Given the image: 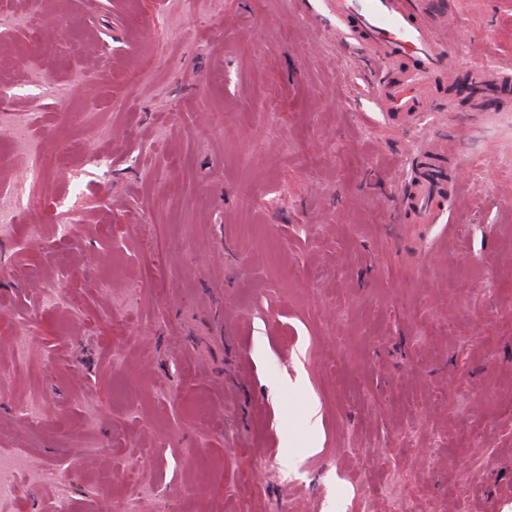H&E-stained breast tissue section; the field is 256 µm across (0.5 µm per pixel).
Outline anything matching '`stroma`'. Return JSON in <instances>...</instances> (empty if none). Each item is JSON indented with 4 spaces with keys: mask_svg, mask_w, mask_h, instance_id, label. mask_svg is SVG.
I'll return each mask as SVG.
<instances>
[{
    "mask_svg": "<svg viewBox=\"0 0 512 512\" xmlns=\"http://www.w3.org/2000/svg\"><path fill=\"white\" fill-rule=\"evenodd\" d=\"M325 2L0 0V99L65 158L0 235V449L72 512H512V89L401 123ZM415 2L512 73V0ZM435 136L464 177L400 223Z\"/></svg>",
    "mask_w": 512,
    "mask_h": 512,
    "instance_id": "1",
    "label": "stroma"
}]
</instances>
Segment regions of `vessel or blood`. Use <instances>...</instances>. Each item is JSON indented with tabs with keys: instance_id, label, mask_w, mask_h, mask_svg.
I'll list each match as a JSON object with an SVG mask.
<instances>
[{
	"instance_id": "1",
	"label": "vessel or blood",
	"mask_w": 512,
	"mask_h": 512,
	"mask_svg": "<svg viewBox=\"0 0 512 512\" xmlns=\"http://www.w3.org/2000/svg\"><path fill=\"white\" fill-rule=\"evenodd\" d=\"M324 26L378 70L371 87L380 111L413 121L440 105L448 42L411 0H328ZM418 156L404 181L400 215L407 224H434L448 208V143L431 142Z\"/></svg>"
}]
</instances>
